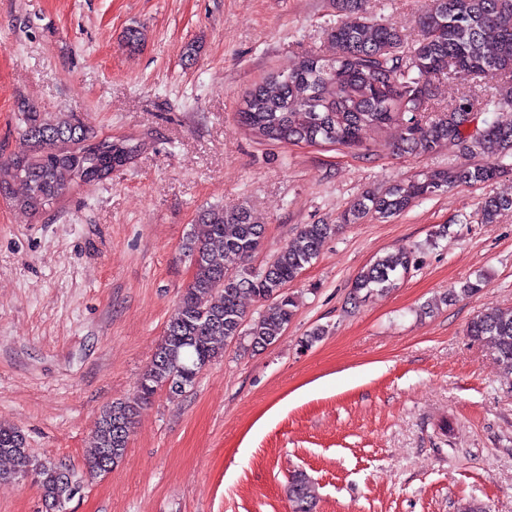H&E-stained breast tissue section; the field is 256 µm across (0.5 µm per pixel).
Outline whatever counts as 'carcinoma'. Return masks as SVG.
Returning a JSON list of instances; mask_svg holds the SVG:
<instances>
[{
  "mask_svg": "<svg viewBox=\"0 0 512 512\" xmlns=\"http://www.w3.org/2000/svg\"><path fill=\"white\" fill-rule=\"evenodd\" d=\"M366 0H336V22L327 35L336 47L331 59L303 57L280 75H272L246 95L240 122L258 140L276 144L362 146L366 128L397 125L400 139L392 150L432 153L458 141L473 163L434 169L368 191L336 224H303L295 237L262 268L250 260L265 238V227L246 208L210 207L198 216L204 231L188 234L181 251L193 269L164 336L135 393L101 412L95 445L85 461L90 477L104 475L124 458L141 406L165 389L180 395L194 386L196 372L224 354L231 343L248 341L253 349L275 343L293 320L297 302L286 287L316 259L324 242L347 224L372 217L387 222L420 200L458 185L480 186L507 172L502 160L512 157V0H428L418 15L419 38L407 43L392 23L367 16ZM493 82L495 93L480 100L479 85ZM448 86L446 111L427 119V99ZM493 118L475 133L465 122L475 110ZM24 150L0 160V195L14 196L23 211L38 215L77 182L103 181L125 166L137 147L99 138L64 112L21 106ZM512 208V197L485 199L478 210L482 224L496 223ZM414 264L413 253L399 250L376 258L353 284V299L398 286ZM270 303L256 318L241 304L244 295ZM466 335L488 343L496 362L512 372V309H492L474 316ZM0 460L10 468L0 480L32 473L46 509L70 498V469L51 460L37 461L26 438L0 424ZM289 495L297 512H311L315 491L302 473L292 476Z\"/></svg>",
  "mask_w": 512,
  "mask_h": 512,
  "instance_id": "carcinoma-1",
  "label": "carcinoma"
}]
</instances>
